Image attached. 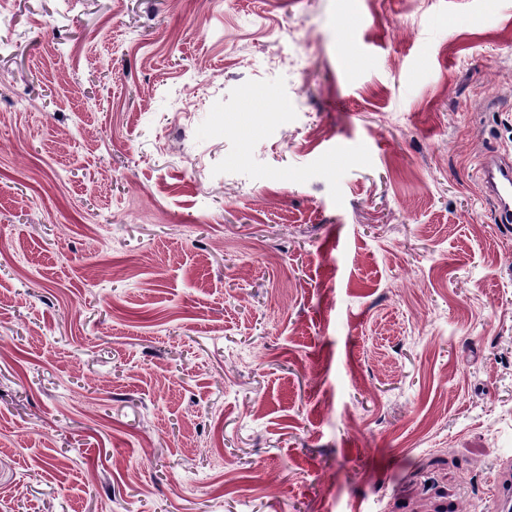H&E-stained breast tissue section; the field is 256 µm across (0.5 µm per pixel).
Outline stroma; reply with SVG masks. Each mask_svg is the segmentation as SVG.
Listing matches in <instances>:
<instances>
[{"label":"stroma","instance_id":"35a3bbf8","mask_svg":"<svg viewBox=\"0 0 512 512\" xmlns=\"http://www.w3.org/2000/svg\"><path fill=\"white\" fill-rule=\"evenodd\" d=\"M491 155L512 0H0V512H491Z\"/></svg>","mask_w":512,"mask_h":512}]
</instances>
